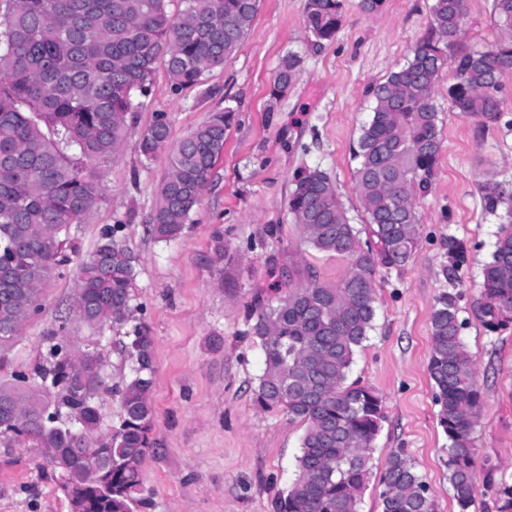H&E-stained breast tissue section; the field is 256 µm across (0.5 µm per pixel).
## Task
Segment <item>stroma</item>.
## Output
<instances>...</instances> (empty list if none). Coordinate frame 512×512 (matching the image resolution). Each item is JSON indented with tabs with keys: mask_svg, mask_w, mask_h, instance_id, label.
<instances>
[{
	"mask_svg": "<svg viewBox=\"0 0 512 512\" xmlns=\"http://www.w3.org/2000/svg\"><path fill=\"white\" fill-rule=\"evenodd\" d=\"M304 3L260 0L239 51L201 86L172 92L164 66H157L152 92L135 115L136 129L162 113L176 142L224 107L235 110L224 153L179 238L159 241L146 232L168 154L144 160L134 137L119 157L100 164L105 198L72 227L80 258L93 253L105 229L119 224L136 259L133 302L154 340L155 367L154 450L142 467L143 512H273L275 497L295 477L304 426L256 403L264 357L244 336L249 315L273 296L289 264L310 268L327 286L345 276L344 258L303 240L288 208L292 180L304 169L327 172L352 223L362 224L353 149L373 107L368 88L405 63L428 29L432 0H384L370 15L358 0H345L335 39L317 49L304 30ZM498 36L492 0H468L462 46L484 51ZM289 53L300 64L274 103L269 89ZM454 81V65L445 66L435 100L442 150L429 191L415 199L417 249L406 266L380 268L374 326L349 374L376 391L385 413L360 512H382L380 476L396 448L424 476L436 512H456L445 465L448 440L427 371L430 317L446 291L458 297L481 393L476 465L498 466L512 478V327L487 331L474 313L498 229L512 222L511 206L491 211L485 200L498 183H512V74L502 79L495 121L456 112L448 97ZM217 233L227 252L219 269L210 263ZM452 239L464 247L453 270ZM76 287L74 268L49 276L39 313L13 347L0 351V381L32 373L45 336L62 324L78 346L99 351L107 384L127 374L116 348L124 327L83 326L69 310ZM58 482L37 449L0 443V512H71Z\"/></svg>",
	"mask_w": 512,
	"mask_h": 512,
	"instance_id": "35a3bbf8",
	"label": "stroma"
}]
</instances>
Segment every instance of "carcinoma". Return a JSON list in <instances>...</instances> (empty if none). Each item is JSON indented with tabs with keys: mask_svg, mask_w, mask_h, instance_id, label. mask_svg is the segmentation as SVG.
Returning <instances> with one entry per match:
<instances>
[{
	"mask_svg": "<svg viewBox=\"0 0 512 512\" xmlns=\"http://www.w3.org/2000/svg\"><path fill=\"white\" fill-rule=\"evenodd\" d=\"M0 0V348L39 311L42 286L69 265L80 245L71 226L103 198L94 164L118 156L134 131L133 118L151 93L156 65L171 89L201 85L242 46L259 0ZM344 0H305L304 28L315 44L336 37ZM500 36L491 48L464 51L460 38L467 0H433L427 33L406 63L370 92L371 118L358 137L356 187L375 246L339 199L331 177L301 170L293 179L289 211L303 239L343 257L348 272L326 286L288 269V291L262 309L246 332L264 354L256 403L282 410L305 425L296 476L278 493L275 512H359L372 468V444L384 412L369 387L348 382L356 350L375 316L378 267H402L417 247L415 198L428 191L441 150L440 73L453 58L448 88L464 117L499 118L500 81L512 72V0H493ZM299 60L289 55L270 92L279 100ZM230 106L171 143L169 124L155 119L138 134L150 160L166 148L168 167L147 228L162 241L178 238L224 153ZM501 184L487 208L511 200ZM118 224L78 266L75 316L89 328L128 325L118 351L129 374L113 388L123 415L102 428L98 396L104 387L99 355L86 350L95 372L76 368L79 352L65 326L46 338L34 374H14L0 386V440L31 444L58 470L67 497L83 512H136L145 504L141 468L153 443V340L135 322V257ZM476 314L489 332L512 326V224L500 226L483 269ZM428 373L448 438V483L457 512H471L478 495L474 433L481 406L471 356L461 336L457 296L443 293L431 318ZM497 512H512V484L485 475ZM382 512H435L429 487L404 450L392 451L380 481Z\"/></svg>",
	"mask_w": 512,
	"mask_h": 512,
	"instance_id": "cac0c4a2",
	"label": "carcinoma"
}]
</instances>
